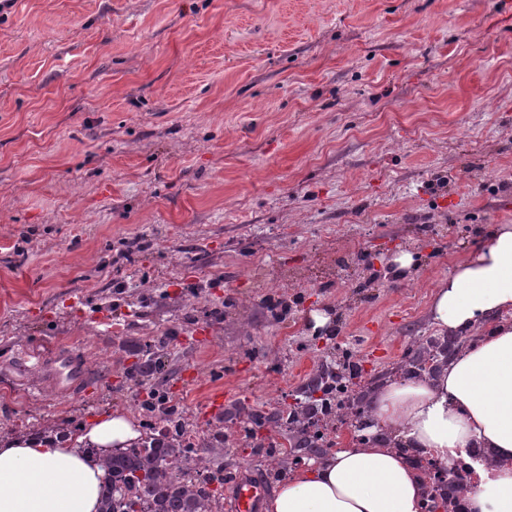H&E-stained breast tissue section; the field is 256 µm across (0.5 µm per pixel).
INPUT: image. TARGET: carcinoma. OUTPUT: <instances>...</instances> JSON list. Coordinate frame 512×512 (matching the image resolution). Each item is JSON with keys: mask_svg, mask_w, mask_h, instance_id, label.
Here are the masks:
<instances>
[{"mask_svg": "<svg viewBox=\"0 0 512 512\" xmlns=\"http://www.w3.org/2000/svg\"><path fill=\"white\" fill-rule=\"evenodd\" d=\"M471 341L470 336L421 337L402 364L371 378L362 390H351L345 409L355 410L358 424L367 423L366 395L379 382L387 378L433 375ZM159 366L157 352L148 348L130 371V380L135 381ZM361 377L360 362L338 354L336 359L318 367L302 388L301 399L288 411H250L242 417L252 448L266 447L265 440L258 437V430L268 423H275L284 433L289 449L275 448L266 453L272 477L280 478L301 465L305 457L325 451L320 444L323 433L333 431L335 422L343 419V413L332 411L326 402L332 383L341 378ZM140 407L149 418L146 436L128 448L112 452L102 461L108 482L101 491V512H224L222 492L213 488L215 484L224 486V469L213 468V461L224 451V429L213 430L197 439L196 457H186L182 448L189 423L167 406L165 395L155 389L148 399L140 402Z\"/></svg>", "mask_w": 512, "mask_h": 512, "instance_id": "carcinoma-1", "label": "carcinoma"}]
</instances>
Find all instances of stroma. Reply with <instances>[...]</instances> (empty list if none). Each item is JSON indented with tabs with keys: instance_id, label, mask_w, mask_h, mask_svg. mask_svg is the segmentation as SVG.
<instances>
[{
	"instance_id": "1",
	"label": "stroma",
	"mask_w": 512,
	"mask_h": 512,
	"mask_svg": "<svg viewBox=\"0 0 512 512\" xmlns=\"http://www.w3.org/2000/svg\"><path fill=\"white\" fill-rule=\"evenodd\" d=\"M490 224H512V0L0 10V432L136 417L160 386L204 435L214 390L286 407L343 347L377 373ZM153 342L159 379L130 381ZM224 432L228 474L259 473Z\"/></svg>"
}]
</instances>
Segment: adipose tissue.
<instances>
[{"mask_svg": "<svg viewBox=\"0 0 512 512\" xmlns=\"http://www.w3.org/2000/svg\"><path fill=\"white\" fill-rule=\"evenodd\" d=\"M442 335L472 342L435 375L397 379L370 398V439L307 460L279 482L267 512H422L425 480L403 450L375 442L394 432L437 463L492 449L475 466L471 512H512V224L489 225L477 251L441 279L429 306ZM142 436L113 413L49 433L0 435V512H98L106 474L97 458Z\"/></svg>", "mask_w": 512, "mask_h": 512, "instance_id": "ef3b65f1", "label": "adipose tissue"}]
</instances>
